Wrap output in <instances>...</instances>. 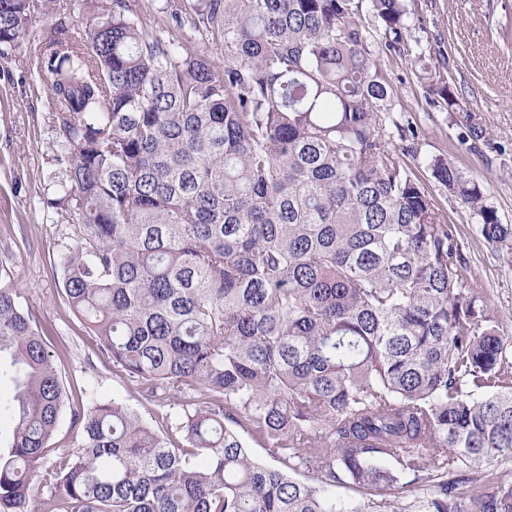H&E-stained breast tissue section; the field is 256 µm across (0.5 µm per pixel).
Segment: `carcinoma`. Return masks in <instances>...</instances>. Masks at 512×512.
<instances>
[{
	"mask_svg": "<svg viewBox=\"0 0 512 512\" xmlns=\"http://www.w3.org/2000/svg\"><path fill=\"white\" fill-rule=\"evenodd\" d=\"M69 2L0 0V46L57 16L29 66L62 146L57 214L78 226L63 294L167 429L68 397L47 331L0 289V512H512V352L411 147L391 148L417 132L387 121L363 0H165L221 67L139 0H84L77 25ZM368 9L401 55L411 0ZM494 33L512 43L511 14ZM428 91L478 150L454 82ZM429 167L512 250L483 186L444 154ZM66 406L79 446L44 486ZM142 3L143 10L146 14H149L153 23L168 32L167 35H181V30H177L175 22L172 21L169 13L160 12L159 8L163 5L164 0H140Z\"/></svg>",
	"mask_w": 512,
	"mask_h": 512,
	"instance_id": "carcinoma-1",
	"label": "carcinoma"
}]
</instances>
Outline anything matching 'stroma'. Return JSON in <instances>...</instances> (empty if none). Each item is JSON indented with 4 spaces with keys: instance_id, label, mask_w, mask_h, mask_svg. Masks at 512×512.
Masks as SVG:
<instances>
[{
    "instance_id": "1",
    "label": "stroma",
    "mask_w": 512,
    "mask_h": 512,
    "mask_svg": "<svg viewBox=\"0 0 512 512\" xmlns=\"http://www.w3.org/2000/svg\"><path fill=\"white\" fill-rule=\"evenodd\" d=\"M417 3L406 21L403 56L386 55L380 30H372L370 41L390 84L394 120L420 132L405 160L457 224L471 279L499 335L512 346V255L485 242L478 216L449 197L427 168L431 156L449 155L483 184L501 222L512 224V52L498 48L490 31L493 16L512 9V0ZM55 21L50 13L37 16L26 35L0 53V288L17 292L24 312L49 330L48 350L69 392L91 402H122L149 422L153 403L120 378L96 336L71 311L61 292V270L52 263L71 244L75 228L47 203L65 171L55 160L60 145L47 116L49 90L30 72L28 57ZM421 54L432 70L449 69L462 105L481 115L489 144L480 152L460 147V126L427 104V83L417 76Z\"/></svg>"
}]
</instances>
